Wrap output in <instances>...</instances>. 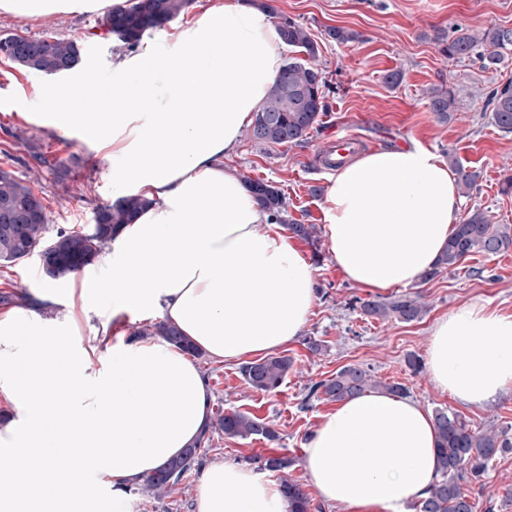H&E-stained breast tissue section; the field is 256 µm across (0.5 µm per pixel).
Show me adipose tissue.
Returning a JSON list of instances; mask_svg holds the SVG:
<instances>
[{"instance_id":"1","label":"adipose tissue","mask_w":512,"mask_h":512,"mask_svg":"<svg viewBox=\"0 0 512 512\" xmlns=\"http://www.w3.org/2000/svg\"><path fill=\"white\" fill-rule=\"evenodd\" d=\"M123 2L0 0V13L45 18ZM282 45L270 9L225 0L118 53L109 81L36 88L56 126L111 160L117 197L148 205L106 244L108 281L71 274L61 316L0 312V399L14 410L0 425V512H130V487L208 424L211 392L192 357L118 333L112 314L160 316L218 362L301 336L316 300L312 264L224 164L282 68ZM460 208L453 171L416 142L338 168L321 205L337 267L375 292L421 279ZM427 368L466 405L512 391V314L476 300L442 316ZM303 465L326 503L405 512L439 476L434 418L403 397L347 398L309 434ZM196 501L198 512H288L267 472L224 461L202 468Z\"/></svg>"}]
</instances>
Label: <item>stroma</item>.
Masks as SVG:
<instances>
[{"instance_id":"obj_1","label":"stroma","mask_w":512,"mask_h":512,"mask_svg":"<svg viewBox=\"0 0 512 512\" xmlns=\"http://www.w3.org/2000/svg\"><path fill=\"white\" fill-rule=\"evenodd\" d=\"M272 4L276 14L311 29L329 84L328 111L298 144H262L242 135L227 165L243 179L273 182L286 196L289 220L317 225L331 171L317 158L322 142L351 132L362 138L361 150L368 153L415 140L440 157L454 156L465 169L480 171L479 186L464 196L463 210L478 206L493 223L512 225V191L503 190L506 178L512 177V134L494 126L489 103L492 90L512 82V58H505L498 69L486 70L475 58H446L440 41L459 26L512 28V0H272ZM101 19L98 13L51 18L0 14V36L74 40L81 51L77 75L106 81L112 76L118 46L102 28ZM331 27L354 31L357 38L346 44L327 40L325 31ZM394 71L402 74L395 87L385 81ZM47 81V76L21 70L0 57V169L24 177L33 165V153L66 159L67 173L41 168L32 187L46 204L50 230H85L93 222L95 208L112 199L111 164L78 133L40 120L35 87ZM441 87L456 92L457 117L449 122L440 121L429 107L432 91ZM301 249L313 265L316 303L301 338L282 349L293 366L279 392L267 395L249 387L240 363L224 364L206 355L197 359L211 391L212 414L251 413L263 419L276 437L231 438L214 432L203 450L205 461L245 465L260 457L280 456L291 465L273 472V479L287 476L308 486L304 445L320 417L336 407L326 398L309 397L308 387L351 364L368 368L376 381L402 384L407 398L428 411L449 409L479 429L502 430L512 438V392L485 407L472 408L436 388L428 371L416 374L407 364L410 357H425L435 321L464 304L484 300L512 314V250L497 256L475 255L431 281L390 289V296L418 294L427 304L419 320L406 323L376 320L353 307L354 298L369 297L370 292L344 277L326 238H318L313 246L302 244ZM473 267L482 268V276H470ZM65 287V282L46 280L33 257L11 268L8 277L0 276V291L22 288L38 298L63 292ZM311 339L320 344L319 352L309 350ZM197 479V474H190L161 500L132 494V512H196ZM471 499L474 512H486L490 506L495 512H512V451L492 461Z\"/></svg>"}]
</instances>
